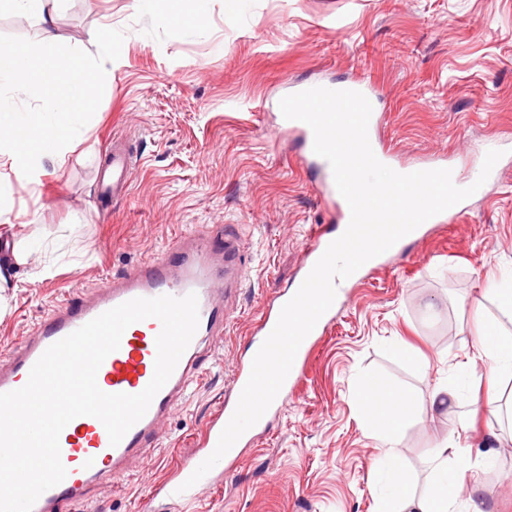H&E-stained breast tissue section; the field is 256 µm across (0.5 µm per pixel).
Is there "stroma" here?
<instances>
[{"label": "stroma", "instance_id": "35a3bbf8", "mask_svg": "<svg viewBox=\"0 0 512 512\" xmlns=\"http://www.w3.org/2000/svg\"><path fill=\"white\" fill-rule=\"evenodd\" d=\"M53 17L69 54L91 57L111 38L115 69L64 167L46 164L37 182L20 183L0 157V179L12 182L0 244L38 234L27 276L4 291L0 355L65 297L161 255L180 232L237 235L249 260L198 390L162 427L164 457L94 491L96 512H135L144 490L195 448L250 354L263 302L294 284L312 228L333 221L317 167L279 126L289 87L378 89L397 164L443 158L470 180L487 146L512 141V0H209L201 18L193 0H160L152 14L133 0H58ZM116 143L138 163L127 193L112 197L101 180ZM466 206L458 222L429 225L342 288L335 323L276 419L189 512H376L382 450L355 398L373 377L423 399L441 379L458 390L447 415L420 416L395 438L416 494L432 488L436 441L457 436L478 462L465 481L479 486L459 504L512 512V379L490 392L477 385L484 364L472 377L459 370L475 354L480 315L497 312L487 278L512 279V163ZM403 349L427 366L402 360Z\"/></svg>", "mask_w": 512, "mask_h": 512}]
</instances>
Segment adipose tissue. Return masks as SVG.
<instances>
[{
    "label": "adipose tissue",
    "instance_id": "adipose-tissue-1",
    "mask_svg": "<svg viewBox=\"0 0 512 512\" xmlns=\"http://www.w3.org/2000/svg\"><path fill=\"white\" fill-rule=\"evenodd\" d=\"M47 5L48 0H0V10L7 8L39 21L34 42L0 49V102L10 93L33 94L42 102L39 109L7 122L0 120V156H8L17 179L29 182L38 180L45 162L66 164L81 143V128L94 102L112 80L109 49H102L90 62L60 52ZM475 346L477 360L489 367L488 386L512 376L511 332L502 327L479 329ZM457 398L455 388L445 380L435 385L425 401L389 386L376 389L371 380L362 386L359 404L387 446L383 476L389 493L381 498L378 512H396L395 505L401 501L414 512H456V493L448 488V460L459 456L460 441H440L433 456L434 489L419 498L413 497L400 462L388 446L405 422L424 413L447 414Z\"/></svg>",
    "mask_w": 512,
    "mask_h": 512
}]
</instances>
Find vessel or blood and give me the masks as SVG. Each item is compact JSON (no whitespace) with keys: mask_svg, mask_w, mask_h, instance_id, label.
<instances>
[{"mask_svg":"<svg viewBox=\"0 0 512 512\" xmlns=\"http://www.w3.org/2000/svg\"><path fill=\"white\" fill-rule=\"evenodd\" d=\"M309 160L322 173L319 195L337 222L321 226L306 243L300 268L304 276L310 273L329 244L343 234L351 217L350 208L335 185L330 164L315 154L310 155ZM132 165L129 155L113 149V191L128 190ZM246 279V259L236 238L225 235L223 244L219 245L205 230H190L177 236L162 256L140 262L121 278L80 295L77 300H64L35 325L30 336L10 350L6 366L0 368V392L23 387L31 368L50 345L121 303L134 298L182 297L190 293L198 298V329L146 414L115 446L110 444L107 431L97 418L80 416L72 420L59 437L61 460L67 475L38 498L32 512H69L74 505L91 502L96 485L129 476L130 461L145 457L160 446L161 421L185 403L191 386L201 380L204 347L212 338L223 335L230 321L223 300L225 288L239 290ZM292 296V291L287 289L264 303L258 326L262 336H269L283 306ZM334 318V311H327L304 339L283 383L284 388L293 387L302 377L315 339L324 334ZM160 330L161 323L154 318L130 325L119 349L108 355L98 370L99 388L107 393L143 391L154 374L155 339ZM251 367L248 361L237 364L224 400L197 449L182 458L168 477L149 487L140 512H155V502L159 499L196 502L202 487L211 483L208 475L193 486L188 485L187 480L214 451L235 411Z\"/></svg>","mask_w":512,"mask_h":512,"instance_id":"b4317fda","label":"vessel or blood"}]
</instances>
